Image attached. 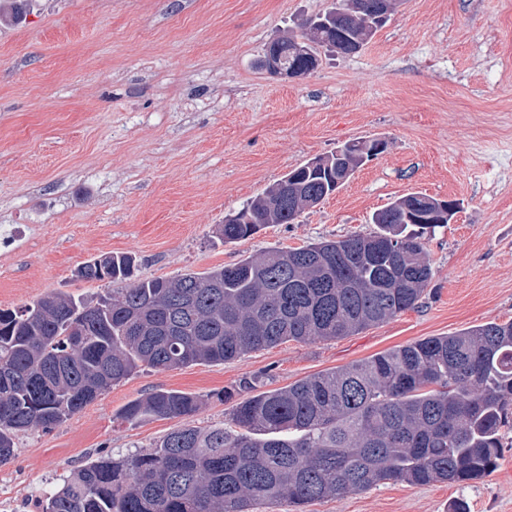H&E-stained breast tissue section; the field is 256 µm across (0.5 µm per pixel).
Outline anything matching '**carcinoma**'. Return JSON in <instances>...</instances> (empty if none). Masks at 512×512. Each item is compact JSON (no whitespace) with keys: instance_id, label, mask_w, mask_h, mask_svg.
<instances>
[{"instance_id":"1","label":"carcinoma","mask_w":512,"mask_h":512,"mask_svg":"<svg viewBox=\"0 0 512 512\" xmlns=\"http://www.w3.org/2000/svg\"><path fill=\"white\" fill-rule=\"evenodd\" d=\"M344 0L281 42L282 63L308 42L318 55L358 52L377 27L342 14ZM36 0H0V17L23 19ZM346 143L328 155L359 151ZM293 191L320 199L326 176L291 170L220 228L224 242L300 217ZM377 231L298 248H272L229 266L174 278L133 279L134 259L102 255L80 279L111 285L87 301L51 292L0 309V466L31 428L50 431L142 367L173 370L232 361L292 340L330 341L413 309L433 271L425 235L437 225L397 223L388 205ZM235 404L233 427L181 425L155 446L99 457L39 500L41 512H254L263 502L302 506L385 481L468 483L492 474L512 431V322L432 336ZM195 394L156 390L129 401L120 419L180 418Z\"/></svg>"}]
</instances>
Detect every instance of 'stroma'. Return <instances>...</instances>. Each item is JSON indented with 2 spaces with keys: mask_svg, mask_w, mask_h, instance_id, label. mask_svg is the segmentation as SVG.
I'll list each match as a JSON object with an SVG mask.
<instances>
[{
  "mask_svg": "<svg viewBox=\"0 0 512 512\" xmlns=\"http://www.w3.org/2000/svg\"><path fill=\"white\" fill-rule=\"evenodd\" d=\"M330 0H37L0 24V309L105 283L85 261L129 254L141 278L228 266L275 247L374 232L371 217L422 193L458 210L427 244L417 308L332 341H289L209 366L138 370L59 427L18 436L0 500L20 508L103 454L154 445L177 420L130 425L129 401L202 397L187 422L227 425L242 379L277 388L383 351L512 322V0H403L358 53L301 79L260 65L268 43ZM382 139L295 223L224 242L225 215L352 141ZM236 393L224 400L225 391ZM512 512V432L499 468L469 484L386 482L305 512Z\"/></svg>",
  "mask_w": 512,
  "mask_h": 512,
  "instance_id": "stroma-1",
  "label": "stroma"
}]
</instances>
